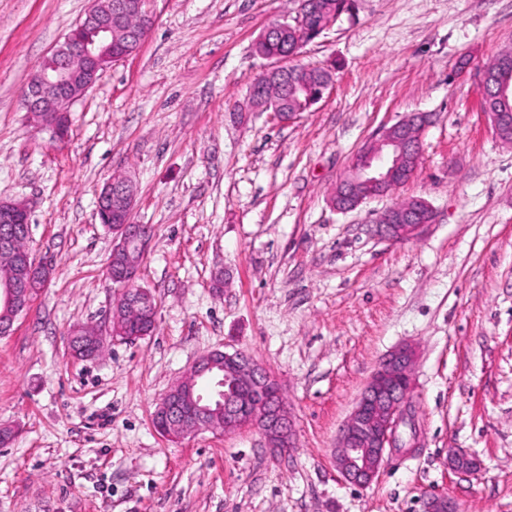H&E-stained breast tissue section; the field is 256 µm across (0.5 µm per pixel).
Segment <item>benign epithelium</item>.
Here are the masks:
<instances>
[{
	"instance_id": "1",
	"label": "benign epithelium",
	"mask_w": 512,
	"mask_h": 512,
	"mask_svg": "<svg viewBox=\"0 0 512 512\" xmlns=\"http://www.w3.org/2000/svg\"><path fill=\"white\" fill-rule=\"evenodd\" d=\"M147 0H91L83 19L64 41L35 66L22 96L27 118L50 130L57 140L68 135L70 107L116 60L134 54L148 37L154 18L146 9ZM307 0L298 3L296 17L277 25V30L311 34L305 15ZM264 85L252 88L256 110L274 112L284 122L288 111V83L279 87V101L265 103ZM429 115L415 113L402 121L404 132L391 126L353 159L350 173L337 185L332 199L335 209L347 212L366 200L383 196L408 181L416 173L421 135ZM135 189L127 179L108 180L98 194L100 223L112 225L114 245L110 268L112 283L133 294L138 305L157 310L153 295L136 284L149 247L146 229L131 221ZM435 220L429 204L391 207L376 221L375 232L392 241L417 237ZM29 223V212L20 203L0 201V255L14 263L13 274L0 279V304L10 307V320L0 323V335L13 330L18 316L30 307L33 295L44 287L50 268L30 252L15 248L10 228ZM414 351L402 345L383 358L362 390L354 410L343 424L336 450V467L350 483L367 486L378 476L386 455L411 453L419 447L412 435L402 448L394 447L413 391ZM184 388L174 385L173 397H165L155 413L157 429L180 438L204 431L234 433L246 426L259 430L266 443L279 438L293 447L294 423L282 402L276 379L250 356L235 351H210L201 355ZM448 467L457 473L478 468L475 458L456 449L448 451ZM424 512H458L454 502L435 493L424 496Z\"/></svg>"
}]
</instances>
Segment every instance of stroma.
<instances>
[{"instance_id": "obj_1", "label": "stroma", "mask_w": 512, "mask_h": 512, "mask_svg": "<svg viewBox=\"0 0 512 512\" xmlns=\"http://www.w3.org/2000/svg\"><path fill=\"white\" fill-rule=\"evenodd\" d=\"M89 0H0V200L30 212L27 245L51 279L0 336V512H512V147L471 74L512 50V0H355L298 64L332 86L289 123L251 111L254 51L293 0H148L156 21L71 108L65 140L21 106L35 64ZM414 112L431 114L416 174L352 212L331 195L352 158ZM136 188L152 239L138 283L155 331L74 359L76 324L107 333L119 290L96 214L113 175ZM428 202L422 236L371 222ZM224 269L222 289L212 274ZM416 351L420 446L367 487L343 479L336 439L391 350ZM242 351L278 380L295 446L258 431L161 436L152 415L203 354ZM475 456L477 474L448 468Z\"/></svg>"}]
</instances>
